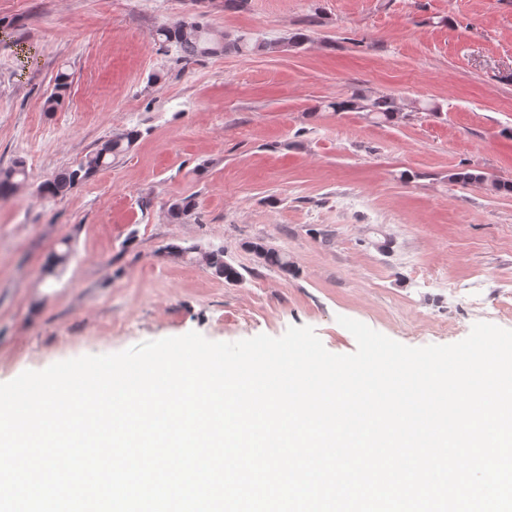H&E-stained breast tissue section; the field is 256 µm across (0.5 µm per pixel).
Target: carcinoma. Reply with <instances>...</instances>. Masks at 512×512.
Listing matches in <instances>:
<instances>
[{
	"label": "carcinoma",
	"mask_w": 512,
	"mask_h": 512,
	"mask_svg": "<svg viewBox=\"0 0 512 512\" xmlns=\"http://www.w3.org/2000/svg\"><path fill=\"white\" fill-rule=\"evenodd\" d=\"M155 35L160 43L175 48L179 58L185 61H191L198 57L228 53L238 55L277 53L290 47L300 48L309 41V35L301 30L285 39L253 40L244 35L233 38L224 35L217 38L196 18L174 25H161L156 29ZM330 107L337 112L354 110L365 112L389 123L406 118V114L400 111L394 98L385 95L368 97L358 91L352 93L346 99L330 104ZM140 137V129L132 127L104 140L92 154L87 156L77 166L58 169L52 178L40 185L39 190L53 198L66 196L74 186L93 175L99 169L108 166L112 163V159L124 154ZM21 177H26V171L23 163L20 161L15 162L9 168H1L0 197L11 193ZM250 250L261 258L265 264L277 268L282 273L288 274L293 272V263L285 253L264 243H253L250 245ZM171 253L177 256L198 253L212 274L222 277L231 283L237 282L241 278V274L237 269L224 260V249L222 248L202 251L196 246H173L171 247Z\"/></svg>",
	"instance_id": "obj_1"
}]
</instances>
